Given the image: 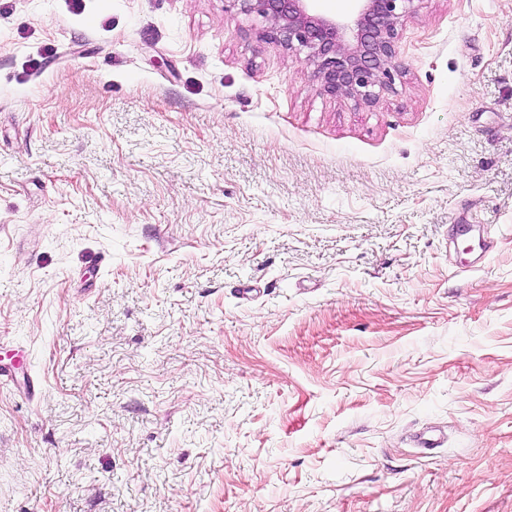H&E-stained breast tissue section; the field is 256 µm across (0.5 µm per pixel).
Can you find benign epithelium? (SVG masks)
<instances>
[{"mask_svg":"<svg viewBox=\"0 0 512 512\" xmlns=\"http://www.w3.org/2000/svg\"><path fill=\"white\" fill-rule=\"evenodd\" d=\"M269 23L290 50L306 52L321 91L369 104L391 88L398 27L415 0H360L352 20L310 13L308 0H227Z\"/></svg>","mask_w":512,"mask_h":512,"instance_id":"obj_1","label":"benign epithelium"}]
</instances>
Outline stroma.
<instances>
[{"label":"stroma","instance_id":"obj_1","mask_svg":"<svg viewBox=\"0 0 512 512\" xmlns=\"http://www.w3.org/2000/svg\"><path fill=\"white\" fill-rule=\"evenodd\" d=\"M311 72L225 0H0V512H512V0Z\"/></svg>","mask_w":512,"mask_h":512}]
</instances>
